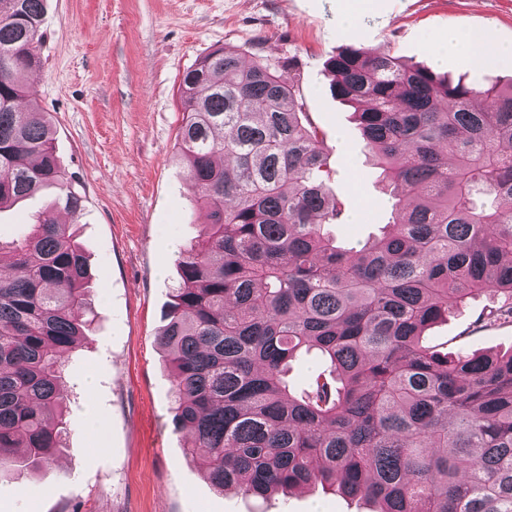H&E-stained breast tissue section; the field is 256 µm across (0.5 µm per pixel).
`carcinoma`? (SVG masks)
<instances>
[{
  "mask_svg": "<svg viewBox=\"0 0 512 512\" xmlns=\"http://www.w3.org/2000/svg\"><path fill=\"white\" fill-rule=\"evenodd\" d=\"M44 9L0 0V209L54 187L76 214L52 125L22 106ZM326 71L410 200L356 250L326 231L342 203L296 77L218 48L180 79L177 148L205 221L178 255L160 343L186 455L215 488L256 497L321 485L372 512H512V352L421 340L484 295L477 328L512 323V79L475 86L355 47ZM89 278L71 224L47 216L0 243V469L63 447L60 380L90 329ZM304 350L323 370L295 394L285 374Z\"/></svg>",
  "mask_w": 512,
  "mask_h": 512,
  "instance_id": "carcinoma-1",
  "label": "carcinoma"
}]
</instances>
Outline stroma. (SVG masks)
I'll return each instance as SVG.
<instances>
[{"label":"stroma","instance_id":"stroma-1","mask_svg":"<svg viewBox=\"0 0 512 512\" xmlns=\"http://www.w3.org/2000/svg\"><path fill=\"white\" fill-rule=\"evenodd\" d=\"M357 15L343 20L344 11ZM42 66L30 104L52 125L54 149L85 196L75 215L90 267L92 329L69 354L62 389L65 446L45 467L0 474V512H370L322 489L255 498L215 489L172 423V378L158 336L179 283L177 254L199 231L196 197L177 153L182 73L217 48L243 62L295 70L329 149L331 195L346 221L338 246L359 247L394 215L353 110L325 66L347 46L389 49L410 65L480 85L512 78V63L437 56L449 31L512 45V0H47ZM56 189L0 210V241L54 212ZM488 297L429 329L453 351L510 350L512 325L480 331Z\"/></svg>","mask_w":512,"mask_h":512}]
</instances>
